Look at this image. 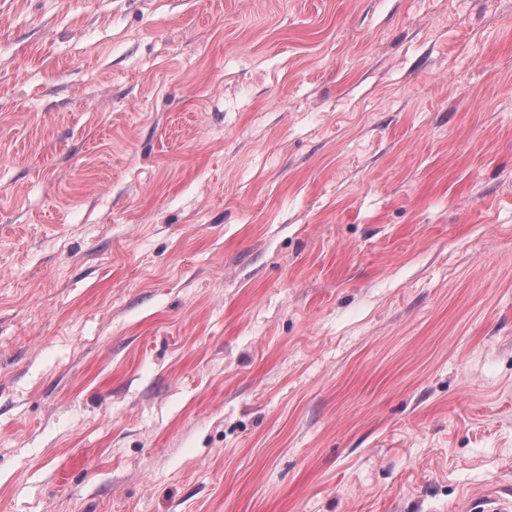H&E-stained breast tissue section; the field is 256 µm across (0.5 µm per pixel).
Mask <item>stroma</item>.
<instances>
[{
	"label": "stroma",
	"mask_w": 512,
	"mask_h": 512,
	"mask_svg": "<svg viewBox=\"0 0 512 512\" xmlns=\"http://www.w3.org/2000/svg\"><path fill=\"white\" fill-rule=\"evenodd\" d=\"M512 493V0H0V512Z\"/></svg>",
	"instance_id": "1"
}]
</instances>
